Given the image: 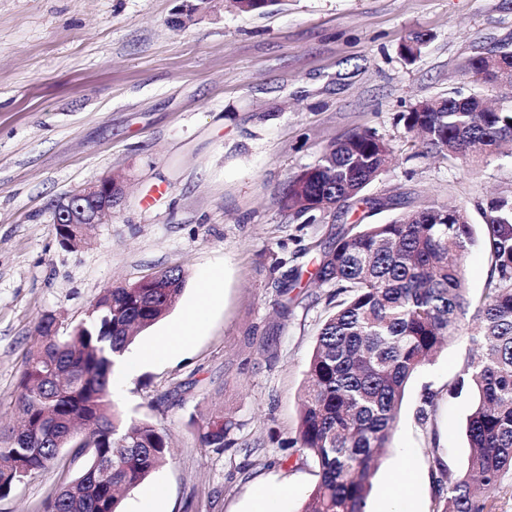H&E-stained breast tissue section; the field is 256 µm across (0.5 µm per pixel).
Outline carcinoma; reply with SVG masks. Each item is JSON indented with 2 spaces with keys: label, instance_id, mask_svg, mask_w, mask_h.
Wrapping results in <instances>:
<instances>
[{
  "label": "carcinoma",
  "instance_id": "carcinoma-1",
  "mask_svg": "<svg viewBox=\"0 0 512 512\" xmlns=\"http://www.w3.org/2000/svg\"><path fill=\"white\" fill-rule=\"evenodd\" d=\"M276 0H235L241 14ZM423 36L401 47L421 53ZM423 147L448 161L465 160L512 141V103L491 109L474 95L416 105L402 115ZM390 148L371 131L328 145L318 165L290 181L285 206L303 217L355 202L386 166ZM483 247L494 267L468 334L473 354L453 393L470 392L467 469L435 461L434 512H495L494 498L512 481V198L484 211ZM473 243L465 210L432 202L385 224H355L321 253L315 278L345 298L319 330L308 365L295 444L318 468L302 512H366L378 456L398 421L406 385L438 349L461 335L469 305L455 256ZM182 272L105 289L91 317L70 336L46 316L20 379L21 425L0 429V497L57 461L61 450L91 456L82 473L47 499L43 512H121V494L137 488L167 460L166 435L148 421H125L110 399L114 358L133 343L134 328L164 317L184 290ZM233 421L210 416L199 426L203 446L226 448Z\"/></svg>",
  "mask_w": 512,
  "mask_h": 512
}]
</instances>
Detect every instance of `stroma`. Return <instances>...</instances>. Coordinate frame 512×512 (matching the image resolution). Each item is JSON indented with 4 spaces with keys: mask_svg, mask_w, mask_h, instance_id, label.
Returning <instances> with one entry per match:
<instances>
[{
    "mask_svg": "<svg viewBox=\"0 0 512 512\" xmlns=\"http://www.w3.org/2000/svg\"><path fill=\"white\" fill-rule=\"evenodd\" d=\"M181 0H0V424L12 423L23 359L40 319L60 335L89 318L106 288L171 269L185 277L169 313L140 331L142 349L182 319L197 282L224 294L175 355L114 381L111 399L172 440L171 460L124 496L122 512H300L318 476L293 448L310 353L333 306L316 286L319 253L354 222L382 224L437 200L462 206L475 242L462 258L478 304L492 272L481 240L488 202L512 196V156L471 165L426 152L400 116L454 91L502 102L465 73L470 59L512 52V0H277L267 12L219 9L172 27ZM425 35L421 55L400 52ZM377 132L391 158L365 194L377 208L315 212L303 223L281 198L332 141ZM117 181L111 218L68 250L56 200ZM298 276L300 288L278 284ZM464 330L408 382L372 479L366 512H397L387 489L412 474V512H434L433 458L465 468L469 396L449 389L468 355ZM436 399L427 420L418 410ZM235 424L228 449L201 447L204 414ZM62 459L0 498V512H42L78 477Z\"/></svg>",
    "mask_w": 512,
    "mask_h": 512,
    "instance_id": "stroma-1",
    "label": "stroma"
}]
</instances>
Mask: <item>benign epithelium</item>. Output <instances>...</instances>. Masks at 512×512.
Masks as SVG:
<instances>
[{
  "label": "benign epithelium",
  "instance_id": "benign-epithelium-1",
  "mask_svg": "<svg viewBox=\"0 0 512 512\" xmlns=\"http://www.w3.org/2000/svg\"><path fill=\"white\" fill-rule=\"evenodd\" d=\"M200 5H189L183 16L174 19L181 26L196 15L207 12L224 0H198ZM121 188L110 178H100L88 183L77 192L59 200L54 206V221L58 227H73L80 224H100L112 215V209Z\"/></svg>",
  "mask_w": 512,
  "mask_h": 512
}]
</instances>
